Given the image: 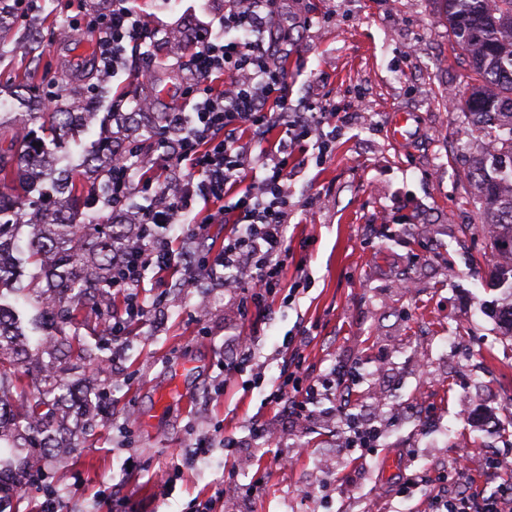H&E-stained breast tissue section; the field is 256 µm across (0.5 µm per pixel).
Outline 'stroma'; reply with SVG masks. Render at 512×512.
Returning <instances> with one entry per match:
<instances>
[{"mask_svg": "<svg viewBox=\"0 0 512 512\" xmlns=\"http://www.w3.org/2000/svg\"><path fill=\"white\" fill-rule=\"evenodd\" d=\"M153 35L127 50L109 81L113 95L148 100L153 112H188L191 20L222 36L224 0H136ZM103 0H33L21 23L36 34L35 59L0 60V114L19 111L18 72L36 70L47 109L80 103L79 141L57 149L63 168L111 131L99 101L71 64L91 41ZM288 30L291 102L361 97L369 121L352 116L335 148L316 161V139L293 169L294 215L283 285L300 272L308 290L288 303L247 306L223 288H190L148 269L146 312L123 340L111 403L89 427L68 425L44 474L13 492L12 512H435L441 493L474 481L512 512V476L490 469L512 454V336L494 311L488 215L469 175L482 139L460 122L469 95L466 53L448 38L435 0H273ZM413 117V138L395 145V111ZM254 339L255 358L225 377L234 334ZM357 364L312 416L273 407L266 390L291 371L307 380ZM380 432L369 448L346 445L347 423ZM274 430L267 444L251 433ZM237 447L225 451V440ZM208 452L190 458L197 443ZM171 475L164 491L157 481ZM233 478V494L224 481Z\"/></svg>", "mask_w": 512, "mask_h": 512, "instance_id": "stroma-1", "label": "stroma"}]
</instances>
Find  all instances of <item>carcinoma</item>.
<instances>
[{
  "label": "carcinoma",
  "instance_id": "obj_1",
  "mask_svg": "<svg viewBox=\"0 0 512 512\" xmlns=\"http://www.w3.org/2000/svg\"><path fill=\"white\" fill-rule=\"evenodd\" d=\"M21 0H0V56L25 46L34 50L37 40L14 39V20ZM448 23V33L467 55L475 76L469 96L460 106L462 123L476 128L497 148L477 156L472 174L479 198L494 224V247L498 254L512 255V191L503 190L512 178V0H437ZM39 102L30 98L22 111L0 115V290L12 286L13 293L36 301L48 316L50 330L30 349L29 338L13 306L2 303L0 293V441L14 448H60L64 431L60 425L70 411L86 410L90 390L84 379L67 378L66 366L38 367L24 384L13 367H24L34 357L65 348L80 359L100 362L102 358L81 335V315H94L105 325L112 320L113 256L123 251L134 235L131 224L110 221L86 232L79 222L82 209L103 211L112 204V140L100 143L82 165L79 179L55 176L53 156L45 140L21 131L40 122L41 130L56 141L81 132L85 113L72 112L65 104L51 112H38ZM155 124L142 117V154L133 165L144 163L145 155L157 148ZM60 199V209L41 208L44 186ZM28 229L27 257L18 255L16 238ZM33 263L39 278L22 285L23 265ZM498 286L504 289L500 321L512 335V265L495 267ZM35 457H18L0 466V493L20 483L33 466Z\"/></svg>",
  "mask_w": 512,
  "mask_h": 512
}]
</instances>
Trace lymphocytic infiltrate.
Here are the masks:
<instances>
[{"label": "lymphocytic infiltrate", "instance_id": "f902f5d3", "mask_svg": "<svg viewBox=\"0 0 512 512\" xmlns=\"http://www.w3.org/2000/svg\"><path fill=\"white\" fill-rule=\"evenodd\" d=\"M223 24L228 40L211 37L197 27L192 40L193 87L198 98L191 113H166L160 127L172 134L171 151L159 155L167 181L148 206L135 203L137 183L128 160L132 144L121 147L113 170L121 177L112 188V221L141 224L137 246L117 259L112 285L127 289L124 316L141 318L144 307L137 295L145 269L178 268L181 258L168 236L174 224L192 219L197 230L211 224L234 225L224 240V250L198 267L205 276L222 272L225 287L242 289L254 306L282 285L288 263L286 228L292 214L288 184L290 159L317 138L320 155L336 141L333 125L347 121V110L334 100L292 104L288 99V72L275 46H264L265 31L280 21L269 0H224ZM90 32L106 72H116L127 48L140 46L150 36L147 23L129 5L112 0L110 11L97 15ZM224 78V89L212 94L206 83ZM235 195L232 207L223 200ZM124 316L112 320V341L121 345L126 334ZM344 381L303 382L291 375L273 382L269 403L295 402L300 410Z\"/></svg>", "mask_w": 512, "mask_h": 512}]
</instances>
